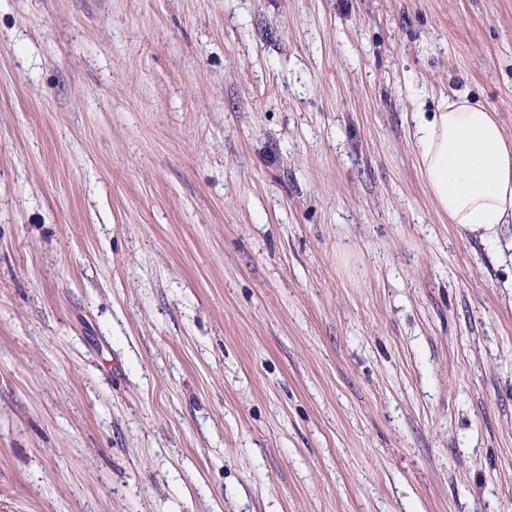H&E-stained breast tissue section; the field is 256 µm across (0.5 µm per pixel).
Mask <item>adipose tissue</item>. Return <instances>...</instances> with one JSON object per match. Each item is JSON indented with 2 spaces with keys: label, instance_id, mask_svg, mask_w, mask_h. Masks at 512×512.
<instances>
[{
  "label": "adipose tissue",
  "instance_id": "obj_1",
  "mask_svg": "<svg viewBox=\"0 0 512 512\" xmlns=\"http://www.w3.org/2000/svg\"><path fill=\"white\" fill-rule=\"evenodd\" d=\"M419 170L438 211L478 236L512 224V138L495 110L460 95L414 115Z\"/></svg>",
  "mask_w": 512,
  "mask_h": 512
}]
</instances>
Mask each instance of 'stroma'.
<instances>
[{"mask_svg": "<svg viewBox=\"0 0 512 512\" xmlns=\"http://www.w3.org/2000/svg\"><path fill=\"white\" fill-rule=\"evenodd\" d=\"M512 0H0V512H512ZM419 170L438 211L480 239L512 224V138L495 110L466 95L415 112Z\"/></svg>", "mask_w": 512, "mask_h": 512, "instance_id": "35a3bbf8", "label": "stroma"}]
</instances>
